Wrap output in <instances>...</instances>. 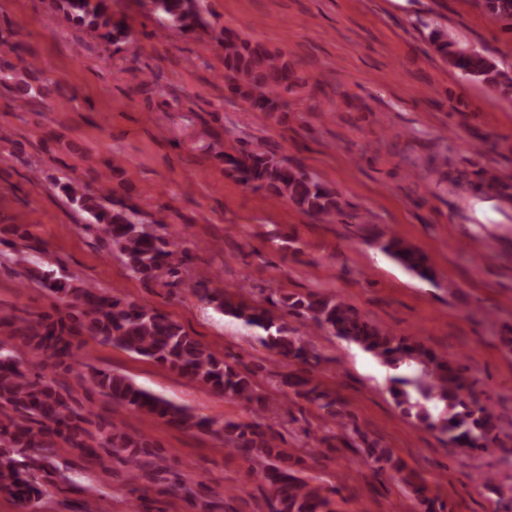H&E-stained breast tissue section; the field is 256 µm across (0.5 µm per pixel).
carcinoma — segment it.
I'll list each match as a JSON object with an SVG mask.
<instances>
[{"label": "carcinoma", "mask_w": 512, "mask_h": 512, "mask_svg": "<svg viewBox=\"0 0 512 512\" xmlns=\"http://www.w3.org/2000/svg\"><path fill=\"white\" fill-rule=\"evenodd\" d=\"M64 16L87 25L109 44L127 40L128 31L108 13V0H62ZM494 21L507 23L512 31V0H478ZM148 14L163 29L193 33L207 24L203 0H144ZM434 51L467 81L481 84L512 102V66H501L483 50L469 48L443 30L431 34ZM224 88L256 112L288 111L290 100L306 87L307 79L287 56L272 52L239 34L224 30ZM226 171L244 186L267 190L319 223L346 215L345 204L335 189L315 178L304 167L277 160L259 149H242L224 155ZM58 188L72 204L87 214L83 228L103 233L130 273L142 282L163 279L180 284L226 316L249 328L262 330L259 341L272 361H288L296 370L281 379L293 398L323 411L343 430L366 440L345 400L321 387L312 376L322 357L306 342L288 334L280 317L267 308L235 301L223 288H208L194 280L188 256L178 253L159 220L146 224L137 207L122 201L105 205L82 185L67 181ZM378 250L423 280L429 279L425 257L392 235L378 240ZM26 280L41 282L65 312L18 315L0 310V495H7L20 512H35L43 495L39 479L49 475L43 452L61 441L93 457L98 448L122 455L134 472L150 454V441L102 420L89 429L85 413L77 410L69 394L61 391L53 374L74 369L76 353L72 337L84 333L102 344L120 347L164 366L188 382L251 406L249 422L227 420L217 425L196 417L187 409L138 386L128 377L93 369L86 381L101 394L132 414L155 416L180 428L217 434L224 446L233 448L255 465L261 480L273 492L272 512H335L323 487L283 466L287 456L278 444L280 434L262 422L270 411L250 369H240L239 359L219 356L191 336L156 307L139 305L113 296L102 288L60 275L40 266L27 267ZM273 306L311 323L316 328L354 343L387 368L391 392L402 411L446 440L472 450H485L500 441L498 417L474 395L475 382L457 360L433 352L415 336H396L364 320L350 304L316 293L268 297ZM38 355L42 369L25 366L23 351ZM403 373H398V370ZM377 470L401 472L398 461L378 443L365 444Z\"/></svg>", "instance_id": "carcinoma-1"}]
</instances>
